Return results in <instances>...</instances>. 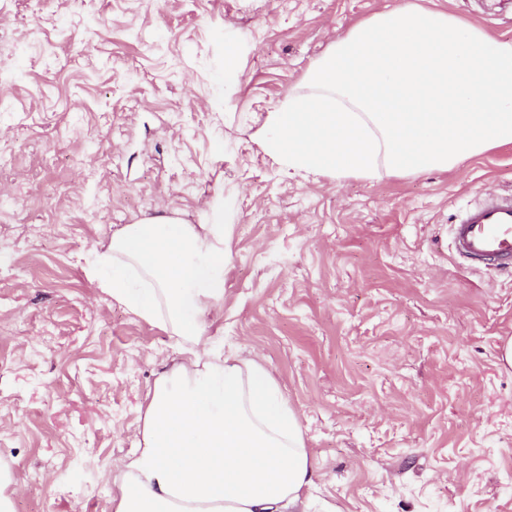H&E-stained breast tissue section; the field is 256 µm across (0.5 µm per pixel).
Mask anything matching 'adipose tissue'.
I'll list each match as a JSON object with an SVG mask.
<instances>
[{
    "instance_id": "adipose-tissue-1",
    "label": "adipose tissue",
    "mask_w": 512,
    "mask_h": 512,
    "mask_svg": "<svg viewBox=\"0 0 512 512\" xmlns=\"http://www.w3.org/2000/svg\"><path fill=\"white\" fill-rule=\"evenodd\" d=\"M221 222L146 218L96 253L98 284L176 337L183 359L155 383L144 448L115 476L114 512H299L314 464L278 384L209 332L224 302Z\"/></svg>"
}]
</instances>
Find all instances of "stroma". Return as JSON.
Segmentation results:
<instances>
[{"label": "stroma", "mask_w": 512, "mask_h": 512, "mask_svg": "<svg viewBox=\"0 0 512 512\" xmlns=\"http://www.w3.org/2000/svg\"><path fill=\"white\" fill-rule=\"evenodd\" d=\"M402 0H0V462L14 512H113L175 337L102 292L151 217L227 224L225 349L299 415L309 512H512V276L448 226L512 145L448 172L291 175L257 133L351 26ZM512 38V0H415Z\"/></svg>", "instance_id": "stroma-1"}]
</instances>
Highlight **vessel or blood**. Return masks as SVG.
<instances>
[{
  "label": "vessel or blood",
  "mask_w": 512,
  "mask_h": 512,
  "mask_svg": "<svg viewBox=\"0 0 512 512\" xmlns=\"http://www.w3.org/2000/svg\"><path fill=\"white\" fill-rule=\"evenodd\" d=\"M450 233L469 268L512 275V193L485 191L451 224Z\"/></svg>",
  "instance_id": "1"
}]
</instances>
